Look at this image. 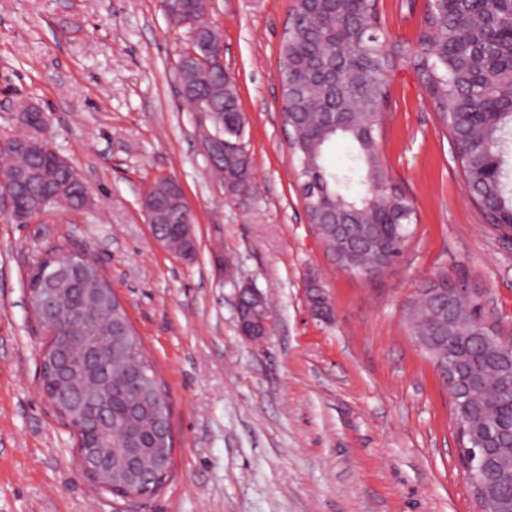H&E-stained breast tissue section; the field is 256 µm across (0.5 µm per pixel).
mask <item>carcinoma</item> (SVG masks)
Returning <instances> with one entry per match:
<instances>
[{"instance_id": "1", "label": "carcinoma", "mask_w": 512, "mask_h": 512, "mask_svg": "<svg viewBox=\"0 0 512 512\" xmlns=\"http://www.w3.org/2000/svg\"><path fill=\"white\" fill-rule=\"evenodd\" d=\"M195 17L199 38L194 48L204 57L207 45L220 39L204 20V4L184 0ZM401 62L417 71L434 111L449 132L467 190L483 207L488 223L512 236V0H424L417 38L402 43L388 36L379 16L378 0H294L279 45L281 118L288 130V147L298 162L297 175L310 223L324 213L344 225L348 236L365 238L357 250L358 265L377 275L403 254L417 223L413 202L393 184L380 153L384 106L389 99L391 72ZM181 87L188 101H208L221 133L235 141L246 124L239 107L238 85L229 72L206 73L201 62L179 58ZM14 134H0V143H14L38 134L39 122L16 120ZM352 148L353 165L345 171L330 167L336 143ZM46 159L35 149L0 148V163L9 169H39ZM58 188L54 205L80 210L84 186L66 167L52 170ZM224 191L231 199L248 198L252 188L249 155L224 160ZM360 190L352 193L350 186ZM28 207L41 200L46 185L31 181L19 190ZM156 212L155 227L163 244L183 256L192 250L184 236L186 213L179 185L156 181L148 191ZM109 287L103 273L85 281L81 299L59 298L64 307L99 304ZM434 292L422 293L406 307L410 332L434 343L443 358H451L460 374L452 389L458 401H468L473 439L490 436L496 457L507 460L506 472L494 470L489 479L497 497L512 512V351L487 321L479 293L430 282ZM119 317L126 325L127 346L112 349L105 365L112 379L137 377L135 395L153 401L159 386L152 365L142 353L124 308L102 309V325ZM116 425L97 433V443L116 456L124 448L123 431L147 433L153 416L147 412L126 423L122 406H113Z\"/></svg>"}]
</instances>
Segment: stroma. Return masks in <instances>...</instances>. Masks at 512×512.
Instances as JSON below:
<instances>
[{
  "label": "stroma",
  "mask_w": 512,
  "mask_h": 512,
  "mask_svg": "<svg viewBox=\"0 0 512 512\" xmlns=\"http://www.w3.org/2000/svg\"><path fill=\"white\" fill-rule=\"evenodd\" d=\"M293 0H211L239 86L255 194L226 197L204 150L207 114L180 95L186 28L160 0H0V133L40 103L54 148L91 203L25 224L0 209V512H477L452 404L405 308L429 280L483 289L512 326V237L472 204L454 148L411 65L390 80L380 144L416 208L402 257L371 280L342 271L308 222L281 123L279 44ZM385 31L414 41L423 0H380ZM175 179L194 218L187 262L152 236L141 194ZM54 246L103 269L165 386L170 476L140 501L95 489L76 437L42 392L45 344L27 279ZM319 286L332 308L315 316ZM266 298L265 341L237 329L236 295Z\"/></svg>",
  "instance_id": "35a3bbf8"
}]
</instances>
